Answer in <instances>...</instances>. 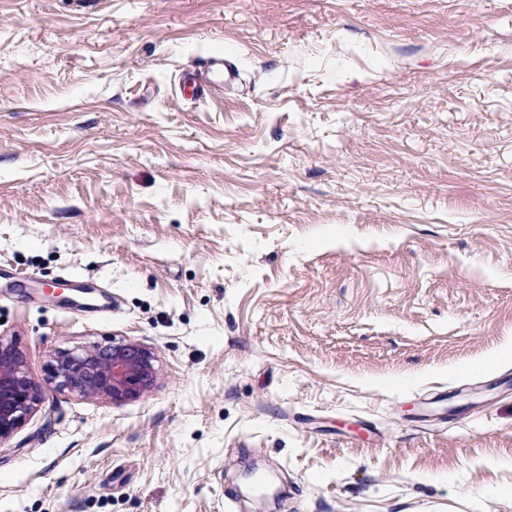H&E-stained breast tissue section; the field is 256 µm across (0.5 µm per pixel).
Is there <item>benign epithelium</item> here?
I'll list each match as a JSON object with an SVG mask.
<instances>
[{
    "label": "benign epithelium",
    "mask_w": 512,
    "mask_h": 512,
    "mask_svg": "<svg viewBox=\"0 0 512 512\" xmlns=\"http://www.w3.org/2000/svg\"><path fill=\"white\" fill-rule=\"evenodd\" d=\"M156 354L131 341L90 344L57 354L49 381L61 391L120 406L149 392L157 381ZM41 401L17 344L0 336V442L20 428Z\"/></svg>",
    "instance_id": "benign-epithelium-1"
}]
</instances>
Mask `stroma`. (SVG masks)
I'll return each instance as SVG.
<instances>
[{
    "mask_svg": "<svg viewBox=\"0 0 512 512\" xmlns=\"http://www.w3.org/2000/svg\"><path fill=\"white\" fill-rule=\"evenodd\" d=\"M68 273L109 309L17 285ZM0 336V512H247L253 461L276 512H512V0H0ZM129 339L138 400L49 384ZM199 72H186L181 78L184 88L191 89L196 98L207 97L209 93V74H217L221 82L229 85L236 81L237 74L232 68L226 67L224 70V57L212 55L201 60ZM41 401L17 344L0 336V442L20 428Z\"/></svg>",
    "mask_w": 512,
    "mask_h": 512,
    "instance_id": "35a3bbf8",
    "label": "stroma"
}]
</instances>
